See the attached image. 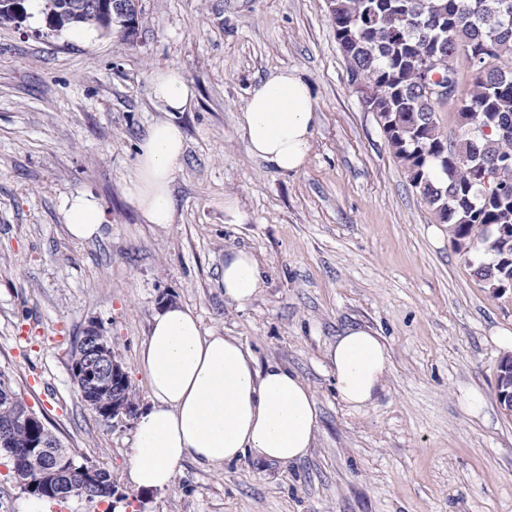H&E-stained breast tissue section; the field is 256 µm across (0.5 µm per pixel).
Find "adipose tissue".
I'll list each match as a JSON object with an SVG mask.
<instances>
[{
  "label": "adipose tissue",
  "mask_w": 512,
  "mask_h": 512,
  "mask_svg": "<svg viewBox=\"0 0 512 512\" xmlns=\"http://www.w3.org/2000/svg\"><path fill=\"white\" fill-rule=\"evenodd\" d=\"M149 83L164 111H185L194 98L179 68L153 72ZM315 104L309 81L298 71L279 70L259 81L238 115L249 155L281 173L301 172L313 145ZM184 151L182 127L168 119L149 126L139 141L127 195L146 223H172L171 185ZM60 212L70 236L80 241L99 236L105 222L101 207L84 193L65 196ZM223 283L226 304L249 307L264 285L255 255L227 251ZM325 361L339 401L354 412L373 403L389 370L381 336L364 326L342 330ZM139 366L150 405L135 426L129 461L135 491L169 487L189 458L216 468L247 455L289 464L307 457L315 444L316 399L297 372L279 364L258 367L237 337L203 333L189 308L169 304L153 315Z\"/></svg>",
  "instance_id": "1"
}]
</instances>
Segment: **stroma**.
<instances>
[{
    "instance_id": "35a3bbf8",
    "label": "stroma",
    "mask_w": 512,
    "mask_h": 512,
    "mask_svg": "<svg viewBox=\"0 0 512 512\" xmlns=\"http://www.w3.org/2000/svg\"><path fill=\"white\" fill-rule=\"evenodd\" d=\"M138 10L130 34L56 35L37 15L0 23V369L118 490L52 500L49 512H512V413L496 395L512 288L476 275L394 159L348 83L327 0H139ZM172 66L195 97L175 115L187 148L174 221L161 226L143 222L125 187L138 141L165 117L149 77ZM283 68L316 99L310 161L296 174L251 157L237 121L249 90ZM76 192L105 212L89 241L70 237L59 211ZM228 197L243 222L225 211ZM233 248L265 272L241 311L224 302ZM172 303L204 332L239 338L258 366L307 382L319 430L305 459L221 469L188 459L167 489H132L135 422L88 409L71 352L97 323L146 407L139 351ZM348 325L378 332L389 357L360 412L337 399L324 368ZM471 389L486 396L476 416L462 410Z\"/></svg>"
}]
</instances>
